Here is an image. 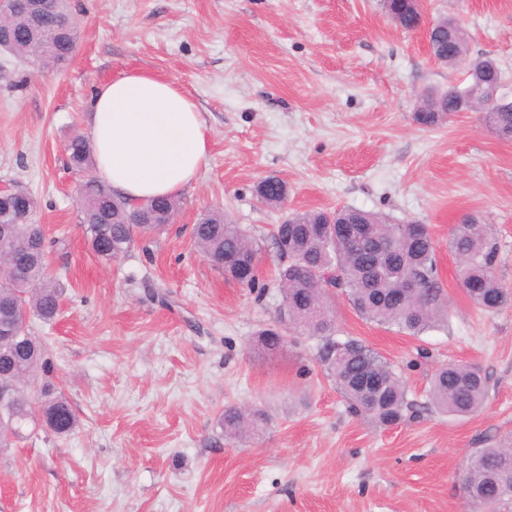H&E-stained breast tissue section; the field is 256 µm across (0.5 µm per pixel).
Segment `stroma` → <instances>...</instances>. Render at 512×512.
Masks as SVG:
<instances>
[{
  "label": "stroma",
  "mask_w": 512,
  "mask_h": 512,
  "mask_svg": "<svg viewBox=\"0 0 512 512\" xmlns=\"http://www.w3.org/2000/svg\"><path fill=\"white\" fill-rule=\"evenodd\" d=\"M71 4L80 43L64 67L0 54V180L30 191L55 242L62 313L31 328L78 425L65 437L30 425L0 448V512H464L465 457L512 445V305L473 307L449 241L466 216L490 224L496 277L512 289V140L475 111L435 128L413 114L424 96L467 83L430 55L424 26L439 17L466 27L472 54L496 59L512 102V0H420L414 31L380 0ZM131 70L187 92L211 147L167 230L106 262L78 223L86 175L68 168L65 145L86 130L95 88ZM269 176L288 185L275 208L256 196ZM336 206L425 224L435 239L447 324L412 337L331 296L339 334L407 385L413 408L394 427L350 411L314 339L289 332L272 357L252 346L282 310L274 225ZM212 211L259 243L256 287L225 279L195 246L191 228ZM448 362L486 374L479 413L431 407V377ZM243 405L266 412V429L226 436L221 415Z\"/></svg>",
  "instance_id": "1"
}]
</instances>
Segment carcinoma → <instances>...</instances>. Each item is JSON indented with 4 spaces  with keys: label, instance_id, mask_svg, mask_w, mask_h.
<instances>
[{
    "label": "carcinoma",
    "instance_id": "carcinoma-1",
    "mask_svg": "<svg viewBox=\"0 0 512 512\" xmlns=\"http://www.w3.org/2000/svg\"><path fill=\"white\" fill-rule=\"evenodd\" d=\"M387 7L405 17L408 28L420 24V13L411 0H390ZM10 54L23 59L38 58L44 64L62 65L70 61L78 47L77 29L71 25L49 38H35L34 25L27 17L10 18ZM466 29H448V18L433 22L429 42L440 58L453 52ZM455 111L454 101L441 94L427 98L414 113L415 121L433 128ZM493 129L506 137L512 134V102L497 112L485 113ZM65 150L71 168L79 171L94 166L91 145L76 132ZM260 203L276 207L288 195L280 180L261 181L256 188ZM27 214L16 215L15 204L0 199V356L13 357L11 371L0 376V385L9 388L12 400L0 418V448H8L23 428L34 421L58 436H66L77 426L69 401L46 385L37 398L25 389L38 372L50 369L41 338L30 332L35 317L51 322L60 315L63 289L46 274V237L33 216L37 201L27 195ZM179 210L176 199L157 197L139 206H130L96 177L83 183L78 200V217L92 250L110 261L125 254L134 233L157 232L171 223ZM347 225L362 231L357 249L341 240L336 227ZM192 237L204 259L224 275L249 288L256 286L259 246L239 224L222 212H212L192 228ZM277 254L288 248V260L278 269L284 288L283 314L301 336L317 341L316 359L333 380L337 390L357 416L378 425L392 426L404 421L411 408L408 391L391 363L354 336H339L330 307L329 289L319 285L323 275H336L340 291L361 319L394 328L418 337L448 319V302L439 280L431 233L427 225L415 231L410 224H389L373 211L338 207L332 211L299 212L275 225L271 233ZM451 248L459 260L458 284L475 306L494 312L512 304V291L496 279L493 269L497 246L488 225L473 215L452 230ZM27 258L26 278L18 281L11 273V260ZM412 278L420 288L406 295L404 279ZM487 397V379L480 368L448 363L433 376L431 400L440 411L464 417L478 412ZM267 422L257 407H227L220 424L225 434L238 436L255 431ZM463 483L467 505L493 512L512 502V448H477L465 461Z\"/></svg>",
    "mask_w": 512,
    "mask_h": 512
}]
</instances>
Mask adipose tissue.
Segmentation results:
<instances>
[{
    "mask_svg": "<svg viewBox=\"0 0 512 512\" xmlns=\"http://www.w3.org/2000/svg\"><path fill=\"white\" fill-rule=\"evenodd\" d=\"M89 132L96 176L132 204L178 197L209 154L210 130L194 100L146 72L98 87Z\"/></svg>",
    "mask_w": 512,
    "mask_h": 512,
    "instance_id": "obj_1",
    "label": "adipose tissue"
}]
</instances>
